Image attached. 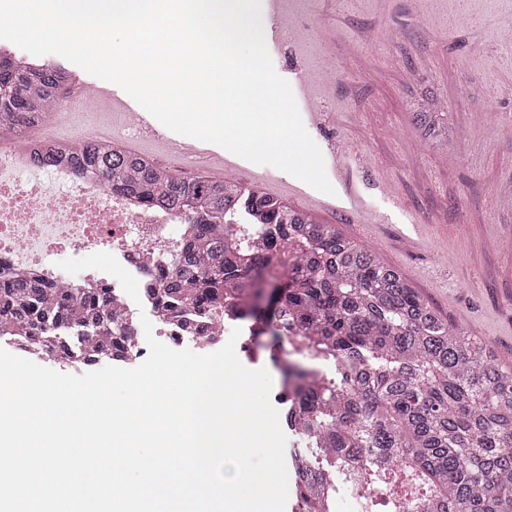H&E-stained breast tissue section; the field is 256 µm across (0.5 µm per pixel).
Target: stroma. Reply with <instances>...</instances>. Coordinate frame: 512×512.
<instances>
[{"mask_svg": "<svg viewBox=\"0 0 512 512\" xmlns=\"http://www.w3.org/2000/svg\"><path fill=\"white\" fill-rule=\"evenodd\" d=\"M293 37L271 58L290 86L306 82L304 126L334 194L269 165L244 162L224 179L257 185L306 211L399 269L468 336L512 363V0H288ZM335 68L327 78L322 64ZM431 88L459 139L438 149L416 133L409 101ZM116 135L137 153L167 159L175 173L215 177L157 137L127 131L108 100L78 105L62 132Z\"/></svg>", "mask_w": 512, "mask_h": 512, "instance_id": "35a3bbf8", "label": "stroma"}]
</instances>
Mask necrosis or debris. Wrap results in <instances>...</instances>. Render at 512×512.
<instances>
[{
    "mask_svg": "<svg viewBox=\"0 0 512 512\" xmlns=\"http://www.w3.org/2000/svg\"><path fill=\"white\" fill-rule=\"evenodd\" d=\"M183 215L152 207L104 182L65 165L35 162L28 148L0 142V268L33 274L70 288L108 285L112 317L125 332L112 344L113 361L132 364L148 355L142 319L154 337L173 349L193 345L221 348L238 318L223 308L188 319L170 317L148 288L158 262L181 252L186 237L173 232ZM111 253L139 281V300H132L113 276L95 269L71 274L58 263L92 253ZM323 492L322 512H337L343 489L328 471L295 469V488Z\"/></svg>",
    "mask_w": 512,
    "mask_h": 512,
    "instance_id": "necrosis-or-debris-1",
    "label": "necrosis or debris"
}]
</instances>
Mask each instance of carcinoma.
Segmentation results:
<instances>
[{
  "label": "carcinoma",
  "mask_w": 512,
  "mask_h": 512,
  "mask_svg": "<svg viewBox=\"0 0 512 512\" xmlns=\"http://www.w3.org/2000/svg\"><path fill=\"white\" fill-rule=\"evenodd\" d=\"M71 79L61 66L0 48V133L27 137ZM410 112L426 141L455 135L433 90L422 89ZM37 156L190 214L194 236L152 273L163 309L227 302L254 318L271 267L286 257L273 284V336L288 340L281 318L290 315L301 332L293 353L344 362L335 379L311 383L304 364L286 366L301 435L323 437L336 476L365 490L361 512H376L375 490L389 495V512H512V364L444 318L398 269L259 189L178 177L100 140L45 146ZM110 300L104 286L81 292L0 271V331L65 354L81 344L93 363L112 355Z\"/></svg>",
  "instance_id": "cac0c4a2"
}]
</instances>
